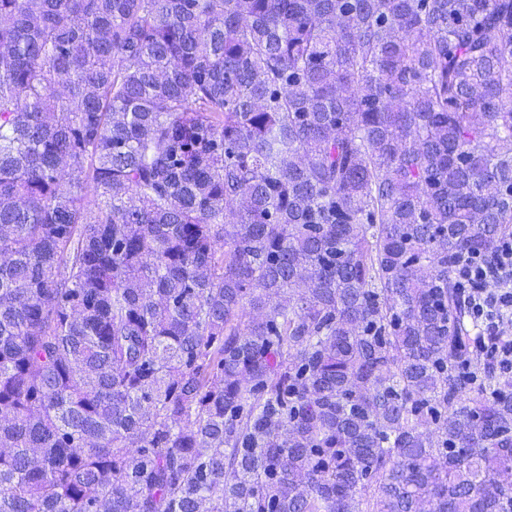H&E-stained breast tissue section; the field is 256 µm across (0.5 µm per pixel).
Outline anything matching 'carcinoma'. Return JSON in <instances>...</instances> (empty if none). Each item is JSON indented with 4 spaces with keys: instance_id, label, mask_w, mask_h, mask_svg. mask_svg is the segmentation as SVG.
I'll return each instance as SVG.
<instances>
[{
    "instance_id": "obj_1",
    "label": "carcinoma",
    "mask_w": 512,
    "mask_h": 512,
    "mask_svg": "<svg viewBox=\"0 0 512 512\" xmlns=\"http://www.w3.org/2000/svg\"><path fill=\"white\" fill-rule=\"evenodd\" d=\"M506 232L512 0H0V512H512ZM452 277L476 336L464 375L477 381L480 370L490 368L512 379V234L462 260Z\"/></svg>"
}]
</instances>
